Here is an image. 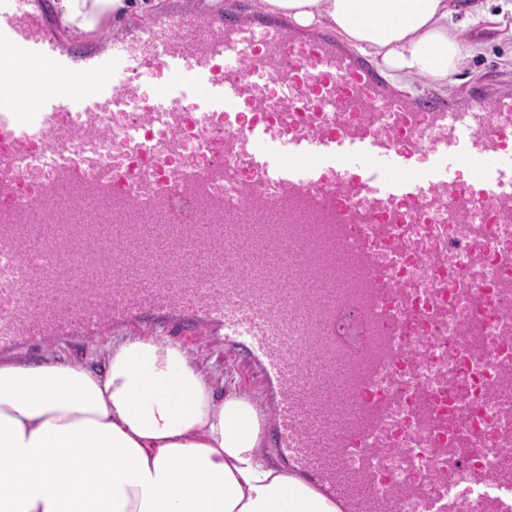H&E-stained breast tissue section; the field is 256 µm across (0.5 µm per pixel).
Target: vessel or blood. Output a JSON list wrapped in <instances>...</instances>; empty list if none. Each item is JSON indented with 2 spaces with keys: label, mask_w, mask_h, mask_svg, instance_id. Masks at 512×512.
Segmentation results:
<instances>
[{
  "label": "vessel or blood",
  "mask_w": 512,
  "mask_h": 512,
  "mask_svg": "<svg viewBox=\"0 0 512 512\" xmlns=\"http://www.w3.org/2000/svg\"><path fill=\"white\" fill-rule=\"evenodd\" d=\"M64 94L25 102L21 67ZM469 225L455 266L402 225ZM512 89L403 96L328 34L175 9L103 45L0 0V353L221 334L258 374L270 453L346 512H512ZM436 285H396L406 261ZM358 282L336 285V267ZM470 291L462 350L431 336ZM504 403L481 423L473 379Z\"/></svg>",
  "instance_id": "vessel-or-blood-1"
}]
</instances>
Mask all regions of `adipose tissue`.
<instances>
[{
  "label": "adipose tissue",
  "mask_w": 512,
  "mask_h": 512,
  "mask_svg": "<svg viewBox=\"0 0 512 512\" xmlns=\"http://www.w3.org/2000/svg\"><path fill=\"white\" fill-rule=\"evenodd\" d=\"M159 0H53L72 33ZM257 12L335 31L402 87L448 91L472 48L450 20L480 0H254ZM265 411L196 356L153 336L103 369L45 356L0 363V512H339L266 458Z\"/></svg>",
  "instance_id": "1"
}]
</instances>
